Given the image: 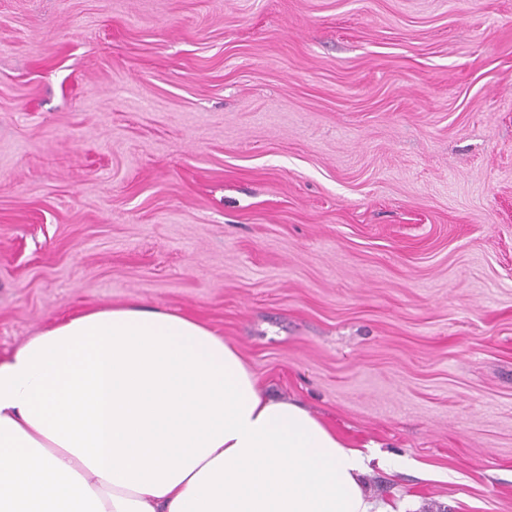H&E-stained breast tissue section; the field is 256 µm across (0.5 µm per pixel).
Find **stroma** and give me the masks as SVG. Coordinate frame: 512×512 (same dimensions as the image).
<instances>
[{"label":"stroma","mask_w":512,"mask_h":512,"mask_svg":"<svg viewBox=\"0 0 512 512\" xmlns=\"http://www.w3.org/2000/svg\"><path fill=\"white\" fill-rule=\"evenodd\" d=\"M130 301L512 512V0H0V354Z\"/></svg>","instance_id":"35a3bbf8"}]
</instances>
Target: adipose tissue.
<instances>
[{"label":"adipose tissue","mask_w":512,"mask_h":512,"mask_svg":"<svg viewBox=\"0 0 512 512\" xmlns=\"http://www.w3.org/2000/svg\"><path fill=\"white\" fill-rule=\"evenodd\" d=\"M376 457L184 313L89 308L0 355V512H417L371 499Z\"/></svg>","instance_id":"1"}]
</instances>
